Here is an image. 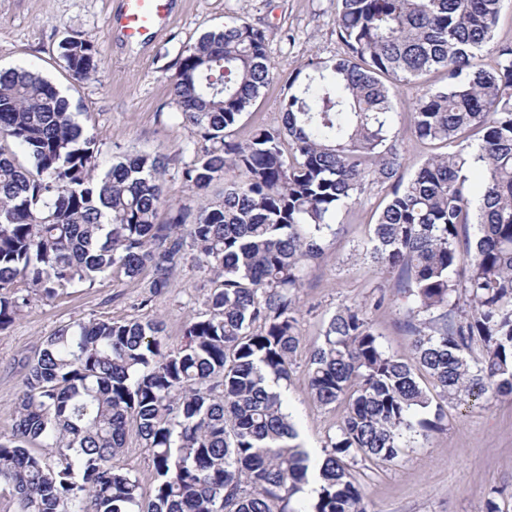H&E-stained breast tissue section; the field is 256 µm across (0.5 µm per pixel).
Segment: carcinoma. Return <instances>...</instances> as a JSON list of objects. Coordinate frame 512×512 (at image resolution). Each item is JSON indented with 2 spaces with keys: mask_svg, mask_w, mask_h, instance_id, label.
<instances>
[{
  "mask_svg": "<svg viewBox=\"0 0 512 512\" xmlns=\"http://www.w3.org/2000/svg\"><path fill=\"white\" fill-rule=\"evenodd\" d=\"M502 0H336L343 52L288 76L280 123L244 141L231 129L277 75L265 31L243 18L209 31L176 63L181 123L212 143L182 177L221 199L194 223L159 221L166 156H126L96 174V139L69 100L32 68L0 73V332L31 295L101 275L168 286L186 254L213 276L204 311L179 347L154 316L89 319L47 336L27 363L15 423L0 434V495L11 512H367L350 462L392 463L448 405L512 396V47L478 59ZM71 77L96 73V46L58 45ZM444 71L419 97L409 129L446 152L407 180L389 85ZM483 170L479 204L470 170ZM237 170L245 179L225 181ZM388 185L366 248L390 285L371 303L336 309L309 352L322 407L345 405L323 455L311 458L285 411L282 383L300 346L299 293L326 255L332 218L372 185ZM406 309L408 361L383 350L372 306ZM149 448L153 492L112 460L128 433ZM316 496L298 498L309 477Z\"/></svg>",
  "mask_w": 512,
  "mask_h": 512,
  "instance_id": "carcinoma-1",
  "label": "carcinoma"
}]
</instances>
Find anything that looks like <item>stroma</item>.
<instances>
[{"mask_svg":"<svg viewBox=\"0 0 512 512\" xmlns=\"http://www.w3.org/2000/svg\"><path fill=\"white\" fill-rule=\"evenodd\" d=\"M121 5V0H0V70L34 68L69 98L78 122L97 141V173L109 170L122 155L164 153L165 200L192 213L201 200L184 182L182 170L208 144L174 118L179 107L169 83L181 51L236 17L265 30L278 76L234 127V138L244 140L255 127L277 123L289 73L308 59L331 58L341 50L336 0H170L164 30L139 41L127 39L113 23ZM74 34L92 41L101 59L97 75L82 82L69 76L58 55L59 42ZM445 84L444 76L433 72L395 90L393 124L404 174H412L439 150L410 134L409 119L420 96ZM386 192V187L372 186L355 204L341 208L334 219L339 232L327 237L325 258L306 269L300 292L301 345L285 389L299 438L317 456L344 409L321 407L312 398L307 358L321 343L336 308L380 294L383 279L359 253ZM150 281L147 274L136 279L107 276L90 287L68 288L51 300L32 297L14 323L0 332V432L13 427L28 360L60 326L154 315L164 321L168 347L180 343L186 321L203 309L209 276L188 257L172 270L161 292H152ZM367 316L386 352L410 357L404 310L371 308ZM445 413L442 431L412 439L396 463L357 462L367 512H482L494 489L500 492L503 512H512V399L449 407Z\"/></svg>","mask_w":512,"mask_h":512,"instance_id":"obj_1","label":"stroma"}]
</instances>
